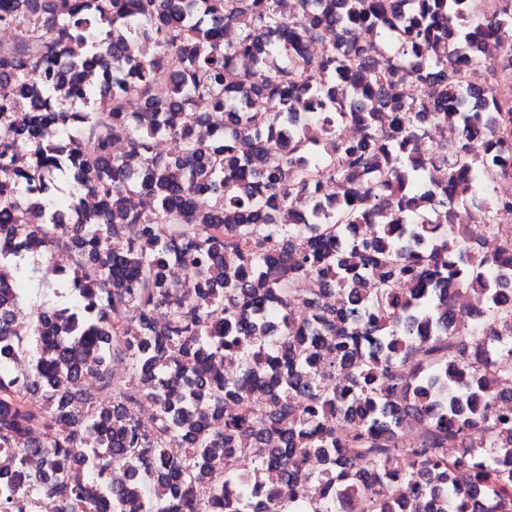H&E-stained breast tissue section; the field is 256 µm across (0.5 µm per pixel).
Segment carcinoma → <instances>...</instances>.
I'll return each instance as SVG.
<instances>
[{"mask_svg":"<svg viewBox=\"0 0 512 512\" xmlns=\"http://www.w3.org/2000/svg\"><path fill=\"white\" fill-rule=\"evenodd\" d=\"M73 2L0 0V24L20 31L0 52V512H37L42 495L57 512H512V417L496 408L512 380L496 365L512 359V235L496 215L512 196L492 194L512 178L492 150L512 135V103H469L497 69L468 43L482 25L511 35L512 0L491 15L467 0ZM72 42L85 56L50 76ZM236 56L255 63L246 82ZM406 78L430 101L391 95ZM44 95L87 106L76 136H45L66 115L39 111ZM195 98L224 128L207 112L177 125ZM20 105L32 117L17 131L6 117ZM347 123L360 140L341 137ZM450 128L448 151L427 153ZM160 131L177 152L150 153ZM52 169L74 180L69 196L29 198ZM464 177L472 191L452 197ZM85 189L101 208L56 222ZM133 193L150 212L127 207ZM450 199L471 202L497 251L434 223ZM35 206L46 223H25ZM19 228L74 261L69 295L25 332L12 319L32 278ZM117 341L129 378L112 388ZM226 352L239 373L195 384L190 369ZM89 370L112 402L78 414ZM143 399L150 429L129 411ZM177 440L184 460L166 453ZM251 448L263 454L250 471L224 464ZM397 454L409 470L390 469Z\"/></svg>","mask_w":512,"mask_h":512,"instance_id":"cac0c4a2","label":"carcinoma"}]
</instances>
